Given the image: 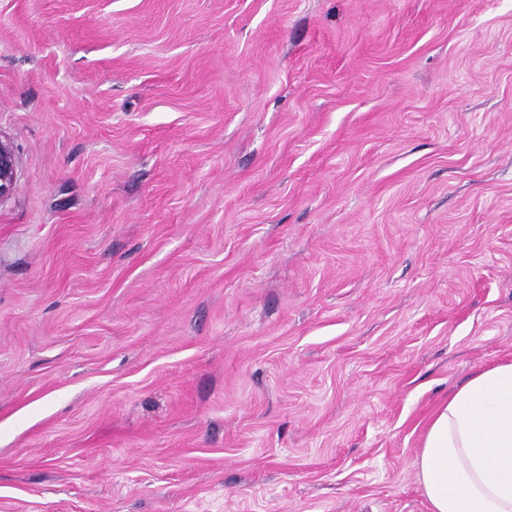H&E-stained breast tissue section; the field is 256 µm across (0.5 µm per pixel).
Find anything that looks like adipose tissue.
<instances>
[{
  "instance_id": "obj_1",
  "label": "adipose tissue",
  "mask_w": 512,
  "mask_h": 512,
  "mask_svg": "<svg viewBox=\"0 0 512 512\" xmlns=\"http://www.w3.org/2000/svg\"><path fill=\"white\" fill-rule=\"evenodd\" d=\"M416 467L431 512H512V361L478 369L435 409Z\"/></svg>"
}]
</instances>
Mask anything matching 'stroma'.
<instances>
[{"label":"stroma","mask_w":512,"mask_h":512,"mask_svg":"<svg viewBox=\"0 0 512 512\" xmlns=\"http://www.w3.org/2000/svg\"><path fill=\"white\" fill-rule=\"evenodd\" d=\"M0 512H430L512 360V0H0ZM17 184V158L12 143L0 137V202L11 197Z\"/></svg>","instance_id":"obj_1"}]
</instances>
